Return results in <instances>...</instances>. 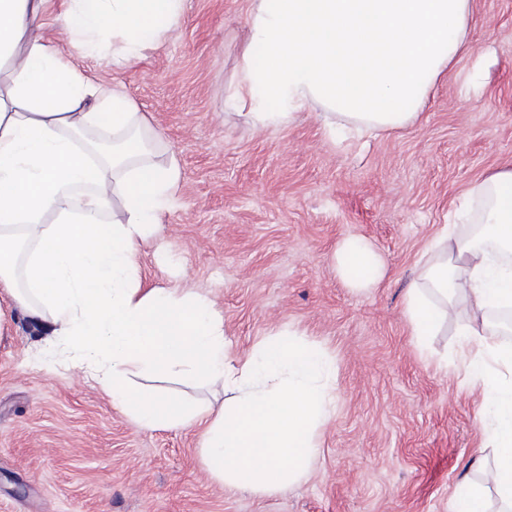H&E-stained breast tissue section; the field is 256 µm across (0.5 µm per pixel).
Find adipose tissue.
<instances>
[{
  "label": "adipose tissue",
  "mask_w": 512,
  "mask_h": 512,
  "mask_svg": "<svg viewBox=\"0 0 512 512\" xmlns=\"http://www.w3.org/2000/svg\"><path fill=\"white\" fill-rule=\"evenodd\" d=\"M44 0H0V332L18 311L73 354L140 427L200 425L201 455L225 485L276 491L312 461L315 435L336 402L335 371L322 350L288 333L233 357L224 319L207 296L144 287L140 248L159 237L181 171L160 159L161 135L121 86L85 80L56 53L37 22ZM183 0H63L58 21L79 53L104 37L136 58L146 35L167 40ZM474 0H251L249 43L232 100L256 125L292 123L310 102L348 120L357 137L404 127L459 56L471 74L484 58L471 47ZM280 108L262 111L264 101ZM492 199L483 222L496 248L452 226L429 245V261L407 291L412 336L451 318L432 296L465 308L512 309V167L466 194ZM337 268L354 286L373 284L379 260L343 243ZM462 382L481 394L482 426L496 450L489 480L512 512V346L471 327L460 349ZM175 375L221 387L203 410L149 389L135 375Z\"/></svg>",
  "instance_id": "obj_1"
}]
</instances>
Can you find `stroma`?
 I'll list each match as a JSON object with an SVG mask.
<instances>
[{
    "mask_svg": "<svg viewBox=\"0 0 512 512\" xmlns=\"http://www.w3.org/2000/svg\"><path fill=\"white\" fill-rule=\"evenodd\" d=\"M43 36L88 80L118 84L181 169L161 240L139 255L145 283L213 299L232 352L281 331L336 367V408L309 471L286 488L224 486L202 462L198 427L139 428L93 381L48 356L22 315L0 334V512H451L462 479L482 481L481 397L459 383L469 322L459 302L417 341L405 315L428 242L477 182L512 161V0H476L475 51L493 49L480 95L463 96L469 60L431 91L418 118L356 145L333 141L314 103L288 126L254 128L229 96L249 0H185L176 34L144 40L135 63ZM373 247L379 277L351 287L335 254ZM201 406L212 386L137 377Z\"/></svg>",
    "mask_w": 512,
    "mask_h": 512,
    "instance_id": "1",
    "label": "stroma"
}]
</instances>
